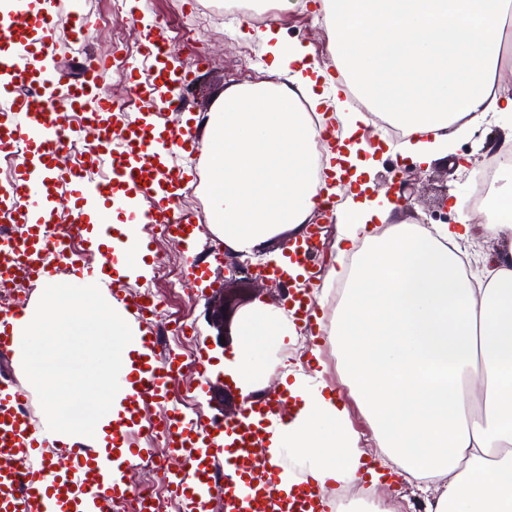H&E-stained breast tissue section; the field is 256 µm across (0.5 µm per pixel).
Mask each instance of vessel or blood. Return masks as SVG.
Here are the masks:
<instances>
[{
    "mask_svg": "<svg viewBox=\"0 0 512 512\" xmlns=\"http://www.w3.org/2000/svg\"><path fill=\"white\" fill-rule=\"evenodd\" d=\"M91 22L77 0H0V156L16 165L13 195L0 199V219L19 234L0 247V282L17 272L38 280L56 278L58 261L47 254L46 229L70 207L66 187H75L80 203L62 235L73 242L85 215L116 205L151 199L138 217L143 226H162L173 242L187 244L188 218L176 211L186 186L180 160L197 149L192 117L173 103L181 119L154 124L155 94L170 86L174 74L163 68L169 56L162 28H155L143 54L151 66L130 79L137 109L118 111L103 92L111 72L98 57L85 56L80 78L66 82L53 62V46L62 36L80 39ZM88 137L89 147L69 159L71 137ZM71 268L86 270L107 283L108 253L91 248L68 250ZM26 307L0 312V356L15 350ZM141 342L149 362L128 400L138 406L160 395L181 368L176 356L159 357L154 329ZM27 390L0 384V512H108L125 475L120 466L90 464L89 451L63 442L57 458H46L42 430L32 414ZM287 415L278 393H261L234 421L201 423L171 410L163 432L176 465L171 490L190 512H206L205 496L220 495L226 512H326L318 496L292 500L278 496L280 473L268 465L266 437Z\"/></svg>",
    "mask_w": 512,
    "mask_h": 512,
    "instance_id": "1",
    "label": "vessel or blood"
}]
</instances>
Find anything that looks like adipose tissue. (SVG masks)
<instances>
[{
    "label": "adipose tissue",
    "mask_w": 512,
    "mask_h": 512,
    "mask_svg": "<svg viewBox=\"0 0 512 512\" xmlns=\"http://www.w3.org/2000/svg\"><path fill=\"white\" fill-rule=\"evenodd\" d=\"M504 0H321L333 48L330 63L372 105L406 129L398 148L418 163L487 118L512 114L499 77L512 67L503 39ZM273 61L268 79L225 90L200 136L210 175L212 222L225 245L253 252L304 235L318 208L319 169L340 173L334 152L319 154L310 114L334 109L356 176L372 175L376 150L355 135L368 118L329 94L326 69L280 31L261 34ZM487 234L498 249L480 277L462 269L454 247L470 224H411L398 205L348 191L337 207L333 248L351 266L329 271L346 288L329 319V338L360 396L382 450L422 482L426 512H512V209L487 204ZM383 225V233L372 230ZM287 308L255 303L224 360L242 393L266 381L267 350L296 336ZM18 352L42 387L46 415L63 434L115 447L131 415L125 399L141 372L138 331L85 288H49L20 325ZM285 368V425L269 439L271 463L295 465L318 484L357 479L366 466L347 426L348 411L324 378ZM85 400L79 422L64 401Z\"/></svg>",
    "instance_id": "obj_1"
}]
</instances>
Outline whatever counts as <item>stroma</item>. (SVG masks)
Listing matches in <instances>:
<instances>
[{"instance_id":"obj_1","label":"stroma","mask_w":512,"mask_h":512,"mask_svg":"<svg viewBox=\"0 0 512 512\" xmlns=\"http://www.w3.org/2000/svg\"><path fill=\"white\" fill-rule=\"evenodd\" d=\"M80 10L97 25L92 41L83 45L82 54L105 56L112 54L114 40L121 35H128L131 47L140 48L145 26L160 25L167 32L175 54L177 65L183 66L191 83L186 105L198 118H205L216 103L222 98L225 89L267 79V68L271 56L267 53L256 27L245 21H237L233 34L237 46L253 48L257 59L250 71L241 70L236 53L228 49L224 42L223 20L202 14L185 15L178 7V0H152V11L147 22H133V7L123 5L115 8L113 0H79ZM193 28L197 44L188 46L181 40L185 28ZM284 38L307 48L308 61L314 62L330 57L331 41L308 32L305 18L297 10L284 13L279 24ZM71 43L63 39L55 47L56 53H69L70 65L65 74L70 80H77L82 54H70ZM512 123V116L502 114L488 120L474 134L459 141L453 148L452 157L422 166L421 180L416 185L410 208L405 216L408 221L418 222L429 219L436 208V201L441 195L449 198H470L474 187V171L459 166L458 158H476L484 141L501 138L504 126ZM194 180L179 198L181 211L190 216L197 225V248L217 247L218 239L214 235L210 208L203 191V184L208 171L202 159H195L187 164ZM175 245L161 236H154L153 251L147 255L146 263L150 270L171 265V274L180 279L177 288L158 285L153 298L161 306L163 318L171 324L182 322L194 323L196 333L189 344L191 350L205 349L211 359V370L207 382H200L195 369H184L179 378L178 387H167L162 397L146 403L139 413L126 424L122 443L138 444L139 447H151L154 463L141 466L139 458H132L126 466V481L131 485L150 486L158 496L157 512H182L180 500L171 496L167 487V468L171 462L169 450L165 443L150 444L148 425L154 414L173 408L187 409L189 414L198 416L202 421L223 418L227 414L239 413L247 397L235 388L224 376V358L232 351L231 342H218L217 332L208 322V307L212 299L224 289V266L213 264L201 281L193 282L186 278V264H170V257L176 253ZM320 348L326 363L325 381L337 389L348 409V426L357 436L360 450L368 459H376L380 450L376 444L374 430L358 397L352 394L345 379L344 368L329 342L322 325L298 327L294 341L287 349L274 348L268 351L267 361L274 373H281L283 364L309 366L310 351Z\"/></svg>"}]
</instances>
